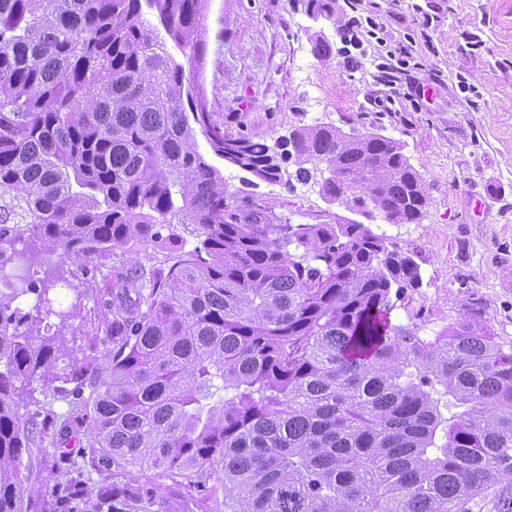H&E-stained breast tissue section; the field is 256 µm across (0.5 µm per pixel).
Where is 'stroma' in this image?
<instances>
[{"mask_svg":"<svg viewBox=\"0 0 512 512\" xmlns=\"http://www.w3.org/2000/svg\"><path fill=\"white\" fill-rule=\"evenodd\" d=\"M312 16L303 0H208L207 45L199 79L209 111L225 129L269 142L303 125L374 132L392 138L420 174L427 204L421 218L391 224L363 220L345 203L325 201L321 178L296 180L294 163L280 181L213 158L227 194L256 200L291 224L366 222L419 264L423 284L398 301L391 322L435 336L463 318L512 340V0H363L362 15L381 26L345 51L348 0H324ZM324 41L331 54L315 55ZM410 49L408 68L380 84L379 64ZM429 96L415 97V83ZM95 275L64 263L50 296L60 309L80 301L82 319L67 345L79 351L96 327L108 296L112 261L98 259ZM80 433L62 444L32 445L25 473L36 504L53 500L54 485L76 477L54 470L59 454L80 461Z\"/></svg>","mask_w":512,"mask_h":512,"instance_id":"obj_1","label":"stroma"}]
</instances>
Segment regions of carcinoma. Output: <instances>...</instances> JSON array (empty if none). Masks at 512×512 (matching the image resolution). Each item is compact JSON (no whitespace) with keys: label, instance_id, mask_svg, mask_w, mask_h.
<instances>
[{"label":"carcinoma","instance_id":"carcinoma-1","mask_svg":"<svg viewBox=\"0 0 512 512\" xmlns=\"http://www.w3.org/2000/svg\"><path fill=\"white\" fill-rule=\"evenodd\" d=\"M206 0H0V285L37 258L117 256L192 226L165 267L112 266L95 335L63 371L81 311L53 280L0 294V512H30L23 454L83 423L52 512H151L162 477L196 512H512V341L463 319L434 338L395 326L422 284L413 256L364 224H276L228 196L196 132L265 182L295 158L322 193L391 224L427 201L401 146L303 126L271 145L222 128L198 83ZM171 40L189 68L166 48ZM37 294L35 313L14 302ZM224 487L213 507V480Z\"/></svg>","mask_w":512,"mask_h":512}]
</instances>
